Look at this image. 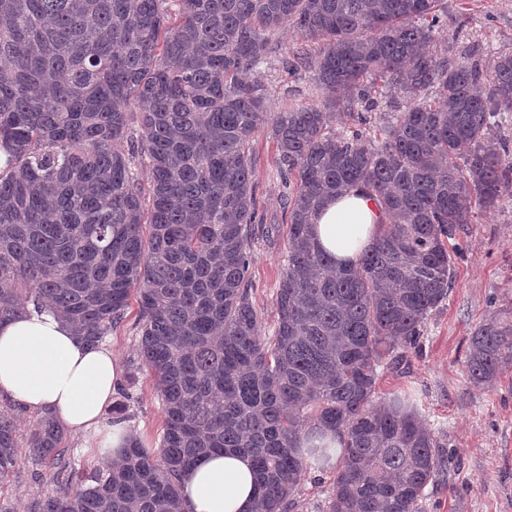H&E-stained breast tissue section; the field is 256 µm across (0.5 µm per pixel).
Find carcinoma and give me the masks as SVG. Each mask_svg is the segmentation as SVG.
I'll use <instances>...</instances> for the list:
<instances>
[{"mask_svg":"<svg viewBox=\"0 0 512 512\" xmlns=\"http://www.w3.org/2000/svg\"><path fill=\"white\" fill-rule=\"evenodd\" d=\"M440 2L0 0V321L48 307L96 344L136 292L164 416L158 449L133 437L121 464L79 476L53 418L21 442L0 413V481L24 459L56 469L36 512H182L179 473L227 449L253 459L254 512H288L335 458L329 512H419L447 453L409 398L374 399L378 368L448 296L447 240L512 198V150L494 137L512 121V52L460 64L425 50ZM288 25L321 43L288 74L325 99L271 113L261 66ZM382 101L379 138L331 129L332 113ZM266 127L295 179L270 328L248 276L252 240L278 231L254 207L250 141ZM352 188L391 223L343 267L311 220ZM510 368L512 319L483 321L469 377Z\"/></svg>","mask_w":512,"mask_h":512,"instance_id":"1","label":"carcinoma"}]
</instances>
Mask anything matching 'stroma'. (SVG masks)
Segmentation results:
<instances>
[{
	"label": "stroma",
	"instance_id": "35a3bbf8",
	"mask_svg": "<svg viewBox=\"0 0 512 512\" xmlns=\"http://www.w3.org/2000/svg\"><path fill=\"white\" fill-rule=\"evenodd\" d=\"M446 3L437 42L456 62H484L489 53L512 51V0ZM265 85L272 112L321 99L315 84L291 78L278 67L267 70ZM251 151L257 216L279 227L275 240L258 236L250 248L251 299L269 327L277 318L276 291L288 248V188L267 131L254 134ZM448 245L456 251L453 287L429 312L416 344L404 349L402 365L381 373L375 397L411 393L425 425L446 445L448 460L425 490L423 512H512V369L492 384L478 385L465 368L475 328L492 316L512 318V200L477 211ZM138 340V308L133 305L107 338L123 367L113 400L125 404L131 430L154 448L163 412L153 380L139 363ZM333 479L330 468L308 471L288 512H327ZM53 488L50 466L25 461L0 482V501L13 512H34L37 499Z\"/></svg>",
	"mask_w": 512,
	"mask_h": 512
}]
</instances>
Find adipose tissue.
<instances>
[{
  "mask_svg": "<svg viewBox=\"0 0 512 512\" xmlns=\"http://www.w3.org/2000/svg\"><path fill=\"white\" fill-rule=\"evenodd\" d=\"M388 221L375 195L354 189L324 202L312 237L337 264L351 266ZM120 375L111 346L87 344L49 310L0 322V401L92 436L114 459L129 440L125 421L104 420ZM255 482L250 456L216 452L181 474L179 492L185 512H252Z\"/></svg>",
  "mask_w": 512,
  "mask_h": 512,
  "instance_id": "adipose-tissue-1",
  "label": "adipose tissue"
}]
</instances>
